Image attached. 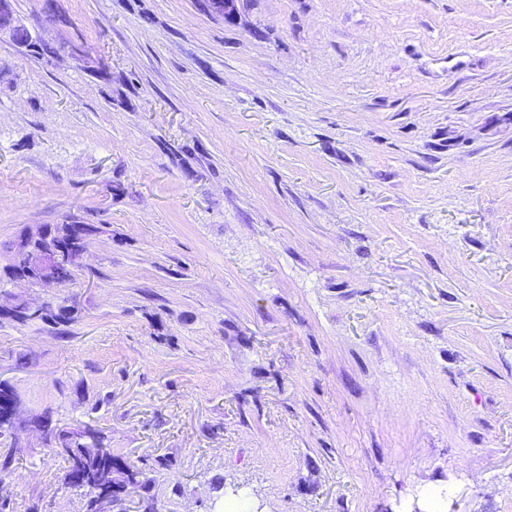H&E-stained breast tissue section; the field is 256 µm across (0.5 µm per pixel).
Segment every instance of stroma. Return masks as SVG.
Segmentation results:
<instances>
[{
  "label": "stroma",
  "mask_w": 512,
  "mask_h": 512,
  "mask_svg": "<svg viewBox=\"0 0 512 512\" xmlns=\"http://www.w3.org/2000/svg\"><path fill=\"white\" fill-rule=\"evenodd\" d=\"M10 6L0 308L70 320L0 317V512H85L43 419L143 467L115 512H512V0ZM44 235L43 231L28 236L19 244L16 251L15 264L25 268L34 278L18 277L32 286L49 287L61 285L72 278V269L65 266H75L92 233L76 237L74 226H68L63 235L46 242L45 248H34L32 238Z\"/></svg>",
  "instance_id": "35a3bbf8"
}]
</instances>
